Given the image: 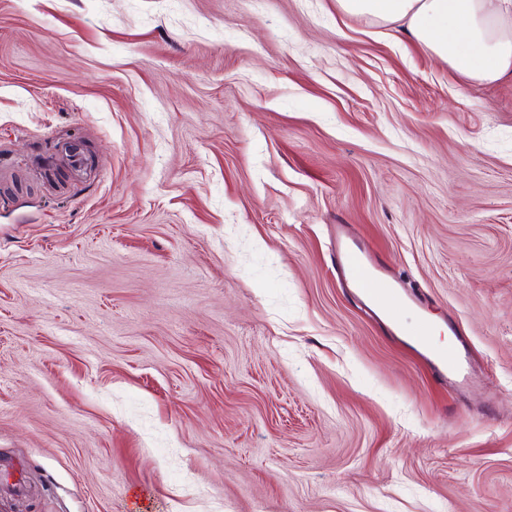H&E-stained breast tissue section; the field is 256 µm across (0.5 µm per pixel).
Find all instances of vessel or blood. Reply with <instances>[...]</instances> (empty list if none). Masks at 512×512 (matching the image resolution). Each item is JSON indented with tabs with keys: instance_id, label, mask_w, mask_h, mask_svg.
I'll return each mask as SVG.
<instances>
[{
	"instance_id": "b4317fda",
	"label": "vessel or blood",
	"mask_w": 512,
	"mask_h": 512,
	"mask_svg": "<svg viewBox=\"0 0 512 512\" xmlns=\"http://www.w3.org/2000/svg\"><path fill=\"white\" fill-rule=\"evenodd\" d=\"M336 260L353 287L364 297L369 307L382 310L389 326L396 331L404 330L401 312L404 305L420 306L419 296H402L400 286L390 279L384 268L377 264L361 244L347 239L336 242ZM409 339L419 348L421 355L431 364L438 378L458 384L468 380L464 368V355L459 350L443 351L425 345V324L406 330Z\"/></svg>"
}]
</instances>
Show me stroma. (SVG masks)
<instances>
[{
	"label": "stroma",
	"instance_id": "obj_1",
	"mask_svg": "<svg viewBox=\"0 0 512 512\" xmlns=\"http://www.w3.org/2000/svg\"><path fill=\"white\" fill-rule=\"evenodd\" d=\"M466 337L443 383L337 225ZM0 512H512V75L336 0H0ZM336 260L369 307L381 313L393 330L401 331L403 336L409 337L421 355L431 364L438 378L458 384L467 382L465 356L461 351L453 348L448 352L431 346L426 347L424 336H427V328L424 321L411 330L403 327L401 312L405 303L419 307L422 304L421 297L406 294L404 303L399 296L402 291L400 286L387 276L385 268L372 259L364 246L353 240L336 241ZM380 307L384 311H381Z\"/></svg>",
	"mask_w": 512,
	"mask_h": 512
}]
</instances>
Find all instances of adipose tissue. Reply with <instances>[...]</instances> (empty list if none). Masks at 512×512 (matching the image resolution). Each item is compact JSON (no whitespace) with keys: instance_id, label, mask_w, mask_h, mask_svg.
<instances>
[{"instance_id":"adipose-tissue-1","label":"adipose tissue","mask_w":512,"mask_h":512,"mask_svg":"<svg viewBox=\"0 0 512 512\" xmlns=\"http://www.w3.org/2000/svg\"><path fill=\"white\" fill-rule=\"evenodd\" d=\"M340 12L379 26L406 23L415 40L466 78L512 73V0H336Z\"/></svg>"}]
</instances>
